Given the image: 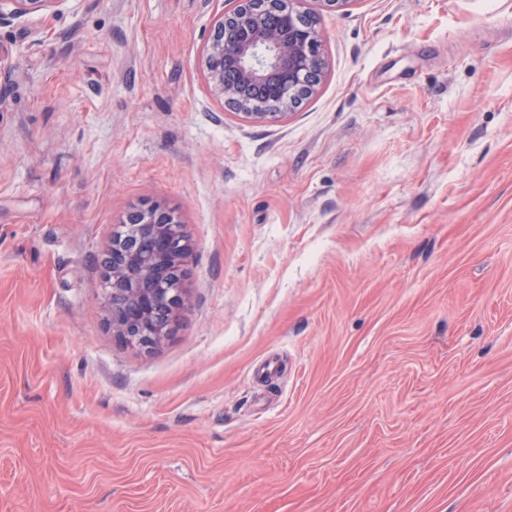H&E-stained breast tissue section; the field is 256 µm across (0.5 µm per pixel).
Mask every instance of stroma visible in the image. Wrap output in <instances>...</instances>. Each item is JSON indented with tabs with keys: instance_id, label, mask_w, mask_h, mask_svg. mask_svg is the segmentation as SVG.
I'll return each mask as SVG.
<instances>
[{
	"instance_id": "obj_1",
	"label": "stroma",
	"mask_w": 512,
	"mask_h": 512,
	"mask_svg": "<svg viewBox=\"0 0 512 512\" xmlns=\"http://www.w3.org/2000/svg\"><path fill=\"white\" fill-rule=\"evenodd\" d=\"M230 6L0 25V512H512V0H300L272 124L204 78ZM151 203L192 297L141 352L103 260Z\"/></svg>"
}]
</instances>
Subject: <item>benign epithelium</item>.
<instances>
[{
	"mask_svg": "<svg viewBox=\"0 0 512 512\" xmlns=\"http://www.w3.org/2000/svg\"><path fill=\"white\" fill-rule=\"evenodd\" d=\"M67 0H0V23ZM201 48L203 74L224 107L255 123L288 119L312 96L326 71L317 17L292 0H232ZM122 223L134 231L112 240L104 259L105 306L112 335L125 346H162L189 306L184 284L193 246L184 224L159 204L130 209Z\"/></svg>",
	"mask_w": 512,
	"mask_h": 512,
	"instance_id": "1",
	"label": "benign epithelium"
}]
</instances>
